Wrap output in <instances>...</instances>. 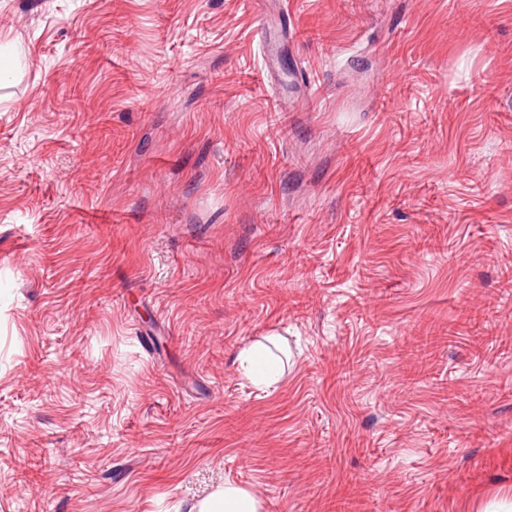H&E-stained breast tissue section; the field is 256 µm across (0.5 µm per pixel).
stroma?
<instances>
[{"mask_svg": "<svg viewBox=\"0 0 512 512\" xmlns=\"http://www.w3.org/2000/svg\"><path fill=\"white\" fill-rule=\"evenodd\" d=\"M258 2L0 0V512H512V0ZM238 369L241 374L259 387H270L278 381L281 366L270 347L261 341L239 351ZM262 502L248 490L225 482L206 498L192 505L189 512H261Z\"/></svg>", "mask_w": 512, "mask_h": 512, "instance_id": "1", "label": "stroma"}]
</instances>
